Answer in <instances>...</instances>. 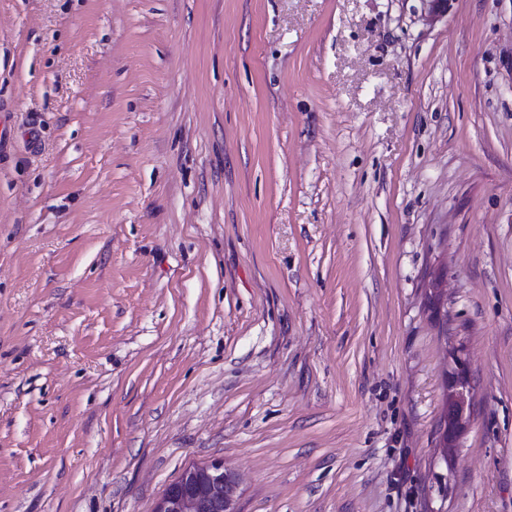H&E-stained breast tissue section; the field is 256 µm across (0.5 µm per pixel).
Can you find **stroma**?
<instances>
[{
	"label": "stroma",
	"mask_w": 512,
	"mask_h": 512,
	"mask_svg": "<svg viewBox=\"0 0 512 512\" xmlns=\"http://www.w3.org/2000/svg\"><path fill=\"white\" fill-rule=\"evenodd\" d=\"M213 460L512 512V0H0V512ZM473 388L470 387L469 379L465 374L448 387V412L444 433L452 439L458 435L472 419L473 412Z\"/></svg>",
	"instance_id": "stroma-1"
}]
</instances>
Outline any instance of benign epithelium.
I'll return each instance as SVG.
<instances>
[{
	"instance_id": "1",
	"label": "benign epithelium",
	"mask_w": 512,
	"mask_h": 512,
	"mask_svg": "<svg viewBox=\"0 0 512 512\" xmlns=\"http://www.w3.org/2000/svg\"><path fill=\"white\" fill-rule=\"evenodd\" d=\"M473 388L462 374L448 387L445 431L454 438L469 425ZM238 478L220 460L188 467L157 502L154 512H239Z\"/></svg>"
}]
</instances>
